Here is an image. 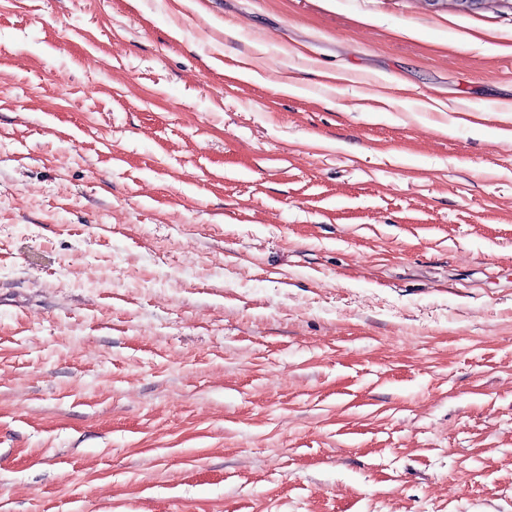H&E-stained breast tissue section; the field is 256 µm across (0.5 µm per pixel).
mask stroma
Masks as SVG:
<instances>
[{
  "mask_svg": "<svg viewBox=\"0 0 512 512\" xmlns=\"http://www.w3.org/2000/svg\"><path fill=\"white\" fill-rule=\"evenodd\" d=\"M0 512H512V5L0 0Z\"/></svg>",
  "mask_w": 512,
  "mask_h": 512,
  "instance_id": "stroma-1",
  "label": "stroma"
}]
</instances>
